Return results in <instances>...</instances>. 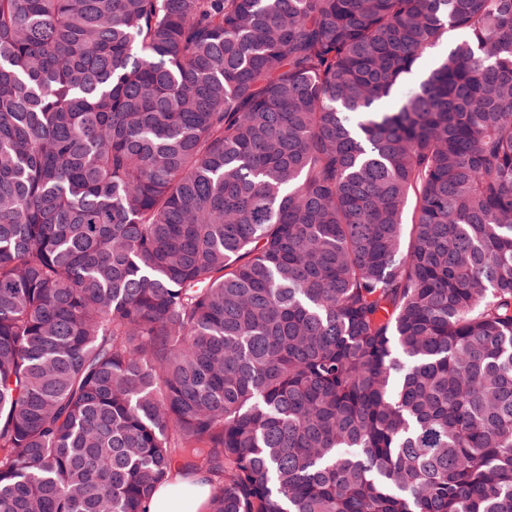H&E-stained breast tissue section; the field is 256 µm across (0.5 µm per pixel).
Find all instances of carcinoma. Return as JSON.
Wrapping results in <instances>:
<instances>
[{
	"label": "carcinoma",
	"mask_w": 512,
	"mask_h": 512,
	"mask_svg": "<svg viewBox=\"0 0 512 512\" xmlns=\"http://www.w3.org/2000/svg\"><path fill=\"white\" fill-rule=\"evenodd\" d=\"M176 470L512 512V0H0V512Z\"/></svg>",
	"instance_id": "cac0c4a2"
}]
</instances>
